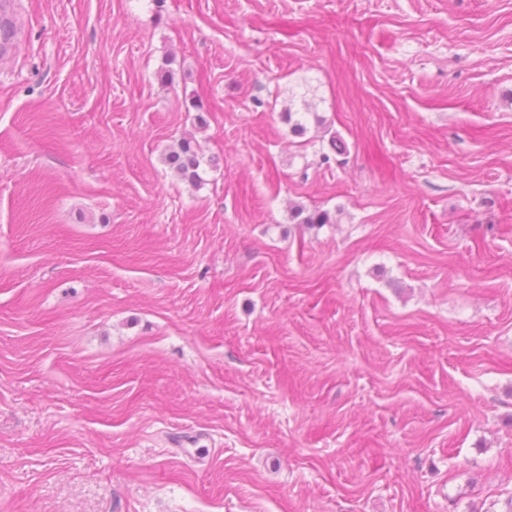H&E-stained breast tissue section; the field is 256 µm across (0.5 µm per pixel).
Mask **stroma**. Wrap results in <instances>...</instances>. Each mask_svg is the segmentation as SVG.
Listing matches in <instances>:
<instances>
[{
	"instance_id": "stroma-1",
	"label": "stroma",
	"mask_w": 512,
	"mask_h": 512,
	"mask_svg": "<svg viewBox=\"0 0 512 512\" xmlns=\"http://www.w3.org/2000/svg\"><path fill=\"white\" fill-rule=\"evenodd\" d=\"M15 22L0 512H512V0ZM165 162L177 176L192 186H198L203 181L199 147L193 137L180 140L166 155Z\"/></svg>"
}]
</instances>
